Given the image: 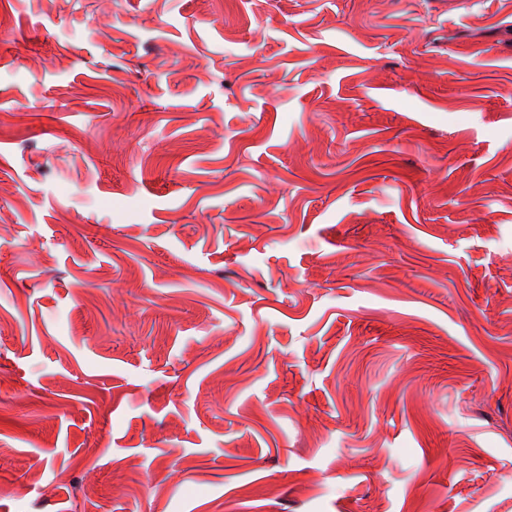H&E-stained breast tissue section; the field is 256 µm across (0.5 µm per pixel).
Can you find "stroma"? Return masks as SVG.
<instances>
[{"label": "stroma", "mask_w": 512, "mask_h": 512, "mask_svg": "<svg viewBox=\"0 0 512 512\" xmlns=\"http://www.w3.org/2000/svg\"><path fill=\"white\" fill-rule=\"evenodd\" d=\"M0 16V512H512V0Z\"/></svg>", "instance_id": "1"}]
</instances>
